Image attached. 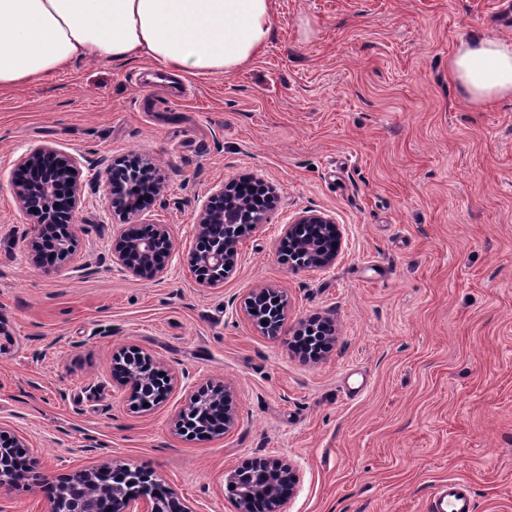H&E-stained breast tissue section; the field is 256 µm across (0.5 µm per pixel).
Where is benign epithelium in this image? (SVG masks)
Masks as SVG:
<instances>
[{
	"label": "benign epithelium",
	"mask_w": 512,
	"mask_h": 512,
	"mask_svg": "<svg viewBox=\"0 0 512 512\" xmlns=\"http://www.w3.org/2000/svg\"><path fill=\"white\" fill-rule=\"evenodd\" d=\"M81 165L80 158L48 144L30 148L21 155L12 173L15 199L19 206L36 218V226L27 237V255L30 262L46 271L57 262L70 258L75 252L77 227L74 216L82 203V189L76 181ZM106 205L128 217L138 212L132 196L139 193L153 202L161 196L160 185H150L140 179L137 168L127 166L124 180H107ZM265 206L262 200L252 199L243 193L220 188L213 192L201 206L198 216L199 235H204L210 224H236L245 221L252 225L262 223ZM146 235L139 224H125L113 235L110 244L112 262L133 274H143L142 260L157 258L151 270L156 276L164 272L165 260L170 258L173 241L166 224H153ZM242 230L229 231L224 241L207 247L196 246L191 253V273L195 280L209 287L224 284L226 275L239 261V244ZM284 238L296 244L297 267L326 268L339 254L342 232L331 217L317 211H303L285 225ZM336 242L329 248L326 239ZM265 304L272 321L262 326L269 336L280 334L284 325L286 306L282 293L271 287L256 288L248 297V305ZM151 358L137 347H128L114 356V370L123 372L120 384L130 389V394L141 403L153 404L172 388V378L167 374L146 372ZM217 405L222 413L216 417H200L196 429L188 428L184 414L175 419V427L194 435L219 436L235 424V415L228 406V395L222 388L201 386L191 396L190 408ZM26 447L19 436L0 430V486L13 485L21 477H38L37 458L26 466V473L19 469L17 449ZM146 482L126 491L122 483L133 480L130 468L91 466L73 474L60 477L54 484L55 496L52 512H100L98 501L81 495L83 488H93L97 496L112 490L110 512H194L179 503L169 506L174 498L157 493L163 483L145 474ZM227 484L236 492L237 512H252L254 504L264 503L268 512H279L286 498L293 494L298 482L295 467L282 459L256 458L247 465L230 471L225 476Z\"/></svg>",
	"instance_id": "7a95c632"
}]
</instances>
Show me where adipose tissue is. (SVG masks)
<instances>
[{
	"mask_svg": "<svg viewBox=\"0 0 512 512\" xmlns=\"http://www.w3.org/2000/svg\"><path fill=\"white\" fill-rule=\"evenodd\" d=\"M275 0H0V91L79 61L148 59L229 75L269 43ZM448 76L476 105L512 98V41L461 42Z\"/></svg>",
	"mask_w": 512,
	"mask_h": 512,
	"instance_id": "adipose-tissue-1",
	"label": "adipose tissue"
}]
</instances>
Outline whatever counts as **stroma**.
Returning <instances> with one entry per match:
<instances>
[{
  "instance_id": "35a3bbf8",
  "label": "stroma",
  "mask_w": 512,
  "mask_h": 512,
  "mask_svg": "<svg viewBox=\"0 0 512 512\" xmlns=\"http://www.w3.org/2000/svg\"><path fill=\"white\" fill-rule=\"evenodd\" d=\"M272 37L231 75L170 84L147 61L79 62L0 91V428L24 437L42 476L0 487L7 512H51L46 488L93 466L144 468L192 512H235L227 471L291 462L280 512H428L461 479L474 512H512V100L465 101L448 80L460 41L512 40L507 0H275ZM49 144L81 155L74 258L32 265L33 217L14 164ZM136 155L165 203L134 218L105 204L106 168ZM251 175L278 197L245 230L223 285L195 281L201 204ZM331 215L343 238L326 268L282 252L296 214ZM168 225L159 277L113 264L127 222ZM283 292L281 335L245 301ZM335 324L302 359L300 322ZM135 346L173 389L133 407L112 359ZM225 385L227 433L174 420L194 390Z\"/></svg>"
}]
</instances>
